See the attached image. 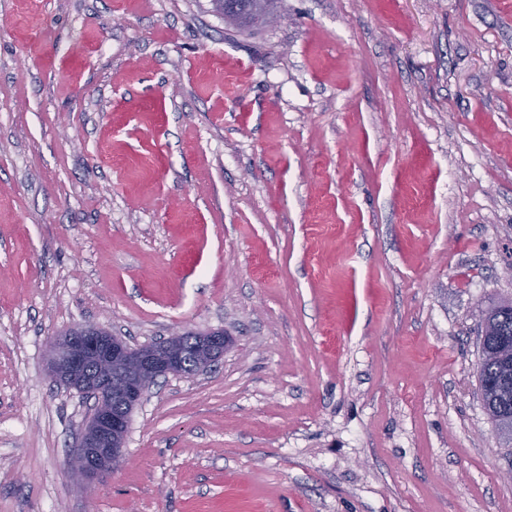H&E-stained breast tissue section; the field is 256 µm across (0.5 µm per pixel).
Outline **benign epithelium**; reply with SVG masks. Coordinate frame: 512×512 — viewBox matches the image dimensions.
<instances>
[{
    "mask_svg": "<svg viewBox=\"0 0 512 512\" xmlns=\"http://www.w3.org/2000/svg\"><path fill=\"white\" fill-rule=\"evenodd\" d=\"M227 347L222 331L176 332L163 342L130 348L109 331L82 325L51 342L50 375L97 400L68 460V472L87 485L117 469L132 410L161 377L197 374Z\"/></svg>",
    "mask_w": 512,
    "mask_h": 512,
    "instance_id": "benign-epithelium-1",
    "label": "benign epithelium"
}]
</instances>
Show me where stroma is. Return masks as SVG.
I'll return each instance as SVG.
<instances>
[{
	"instance_id": "1",
	"label": "stroma",
	"mask_w": 512,
	"mask_h": 512,
	"mask_svg": "<svg viewBox=\"0 0 512 512\" xmlns=\"http://www.w3.org/2000/svg\"><path fill=\"white\" fill-rule=\"evenodd\" d=\"M0 0V512H512V0ZM224 331L67 463L49 341ZM276 4V0H243V7L240 8L238 12L232 14L233 19L231 21L241 26H249L248 15L254 8L274 12ZM270 12H258L254 14L252 18L253 25L269 22L274 16V14ZM483 331L486 333V338L478 365L479 374L488 381H497L502 376L503 369L491 352L495 351L503 341L512 343V308H507L506 302L492 304L486 310ZM484 407L494 426L505 435L507 442L512 441V429L509 428L508 420L512 421V383L509 387H501L498 390L485 393Z\"/></svg>"
}]
</instances>
